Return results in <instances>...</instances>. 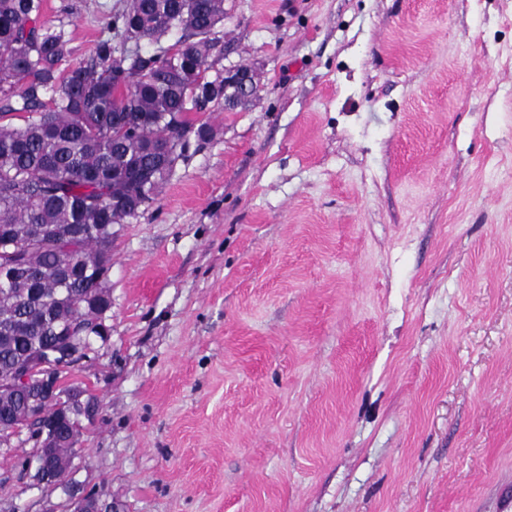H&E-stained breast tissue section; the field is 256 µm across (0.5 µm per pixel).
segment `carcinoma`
Wrapping results in <instances>:
<instances>
[{
  "mask_svg": "<svg viewBox=\"0 0 512 512\" xmlns=\"http://www.w3.org/2000/svg\"><path fill=\"white\" fill-rule=\"evenodd\" d=\"M223 21L224 0H130L74 63L69 23L45 19L44 0H0V102L22 114L0 125V378L60 336L88 347L111 302L105 256L118 227L185 158L170 134L210 132L188 113L224 95V81L204 80ZM174 33L176 53L164 45ZM27 401L0 398L1 435L26 418ZM77 455L61 444L58 473L69 476Z\"/></svg>",
  "mask_w": 512,
  "mask_h": 512,
  "instance_id": "obj_1",
  "label": "carcinoma"
}]
</instances>
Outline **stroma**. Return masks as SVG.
Instances as JSON below:
<instances>
[{"label": "stroma", "instance_id": "stroma-1", "mask_svg": "<svg viewBox=\"0 0 512 512\" xmlns=\"http://www.w3.org/2000/svg\"><path fill=\"white\" fill-rule=\"evenodd\" d=\"M128 0H46L75 59ZM112 245L71 479L112 512H512V0H224ZM0 447V512H69Z\"/></svg>", "mask_w": 512, "mask_h": 512}]
</instances>
